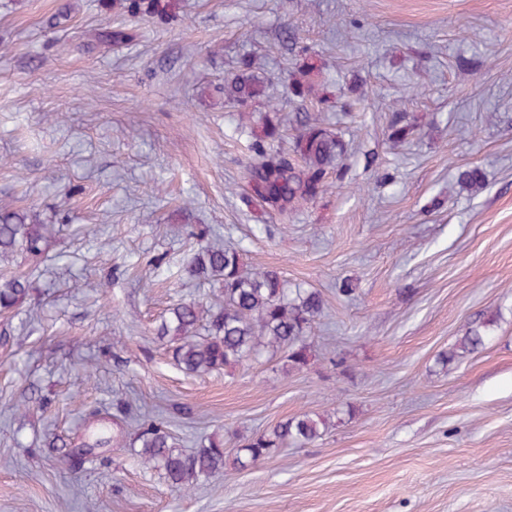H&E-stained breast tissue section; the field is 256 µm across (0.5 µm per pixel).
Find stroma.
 <instances>
[{"label": "stroma", "mask_w": 512, "mask_h": 512, "mask_svg": "<svg viewBox=\"0 0 512 512\" xmlns=\"http://www.w3.org/2000/svg\"><path fill=\"white\" fill-rule=\"evenodd\" d=\"M107 2L0 0V200L53 228L40 259L0 260L33 286L0 313V512H512V0H184L166 25ZM119 23L137 41L84 49ZM284 27L358 105L320 115L344 180L282 222L233 193L250 154L217 88L248 53L297 111ZM398 97L420 125L404 143ZM470 165L481 190L456 181ZM204 224L324 294L307 366L174 364L153 328L214 292L184 274ZM483 322V348L439 363ZM94 410L162 420L184 453L304 413L327 427L185 494L134 448L77 456ZM415 135V128L407 122L402 112H392L387 127V136L393 142H405Z\"/></svg>", "instance_id": "obj_1"}]
</instances>
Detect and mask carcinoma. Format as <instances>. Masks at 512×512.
<instances>
[{
    "label": "carcinoma",
    "instance_id": "cac0c4a2",
    "mask_svg": "<svg viewBox=\"0 0 512 512\" xmlns=\"http://www.w3.org/2000/svg\"><path fill=\"white\" fill-rule=\"evenodd\" d=\"M180 0H112V13L167 24L177 17ZM86 43L92 50L98 44L124 46L136 39L127 27L117 26L93 34ZM224 97L240 111L255 115L246 129L251 161L244 172L245 189L240 196L248 208L258 207L270 217H285L301 206L315 202L330 187V174L342 181L345 171L340 162L346 145L338 134L325 127L309 112L295 117V134L283 145L284 134L277 104L267 99V83L259 76L251 59L240 60L237 73L224 81ZM288 100H311L324 111L337 101L327 93L320 66L306 49L288 74ZM266 101L267 111L254 113L255 104ZM415 128L401 112L392 113L387 136L405 142ZM458 182L481 189L483 170L470 166L458 171ZM187 262L189 273L220 285V295L202 303L185 300L171 307L155 329V335L169 343L173 361L183 371L196 376L208 375L247 360H256L264 352L284 353V366L300 369L311 357L306 332L323 312L326 302L315 288L291 286L280 271H257L247 267L242 253L235 248L201 242ZM49 229L39 214L0 205V258L16 250L39 258L49 248ZM32 289L24 276L0 277V312L18 310L27 303ZM481 326H471L459 337L440 361L448 365L459 357L476 352L484 344ZM326 427L320 416L303 414L276 424L255 436L240 449L236 462L242 466L270 457L283 444L292 441L310 443ZM136 454L147 467L162 472L174 488L190 491L202 478L224 473L226 451L224 436L215 435L208 444L189 454L175 451V443L166 428L147 419L139 425L133 439Z\"/></svg>",
    "mask_w": 512,
    "mask_h": 512
}]
</instances>
